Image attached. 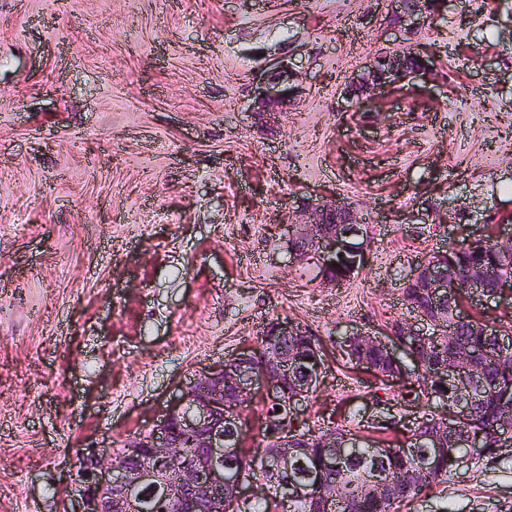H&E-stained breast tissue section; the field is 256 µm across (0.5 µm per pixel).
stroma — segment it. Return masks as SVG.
<instances>
[{"mask_svg": "<svg viewBox=\"0 0 512 512\" xmlns=\"http://www.w3.org/2000/svg\"><path fill=\"white\" fill-rule=\"evenodd\" d=\"M390 0H0V512H77L76 454L106 457L185 376L273 319L317 336L300 421L373 435L409 379L343 359L410 319L407 275L493 209L512 221V0H439L416 36ZM434 59L348 108L378 52ZM302 91L253 107L267 60ZM335 195L368 221L345 285L296 256L288 210ZM392 512H512V464L454 471Z\"/></svg>", "mask_w": 512, "mask_h": 512, "instance_id": "obj_1", "label": "stroma"}]
</instances>
